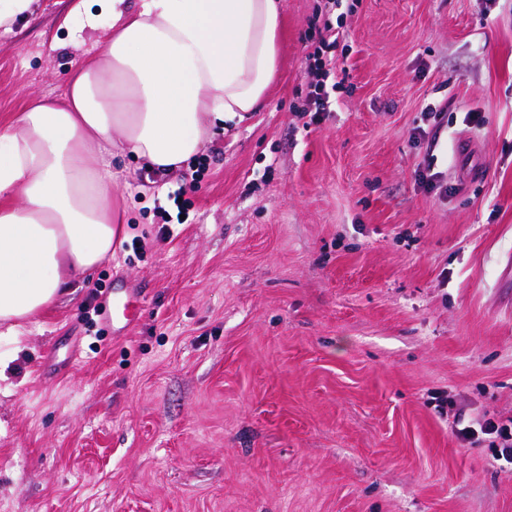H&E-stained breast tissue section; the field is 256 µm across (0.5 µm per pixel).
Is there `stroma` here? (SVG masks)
Returning a JSON list of instances; mask_svg holds the SVG:
<instances>
[{
  "label": "stroma",
  "mask_w": 512,
  "mask_h": 512,
  "mask_svg": "<svg viewBox=\"0 0 512 512\" xmlns=\"http://www.w3.org/2000/svg\"><path fill=\"white\" fill-rule=\"evenodd\" d=\"M283 2L260 112L196 183L120 160L112 257L0 335V512H512V466L454 434L512 416V0H350L315 121L322 0ZM69 8L0 32V124L106 37ZM120 288L138 320L88 328ZM343 1L326 0L322 26L313 24V32L308 37L312 51L306 55V64L312 80L307 86L308 107L303 112H314L311 120L316 119L322 112L330 111L331 98L333 94L335 97L336 89L341 87L343 81V78L338 80L336 61L330 55L343 34L333 25L330 16L342 7Z\"/></svg>",
  "instance_id": "1"
}]
</instances>
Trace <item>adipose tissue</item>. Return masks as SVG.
I'll use <instances>...</instances> for the list:
<instances>
[{"label": "adipose tissue", "mask_w": 512, "mask_h": 512, "mask_svg": "<svg viewBox=\"0 0 512 512\" xmlns=\"http://www.w3.org/2000/svg\"><path fill=\"white\" fill-rule=\"evenodd\" d=\"M283 0H75L109 33L64 88L0 126V326L18 335L66 284L113 253L127 221L112 191L124 155L169 172L263 106Z\"/></svg>", "instance_id": "ef3b65f1"}]
</instances>
